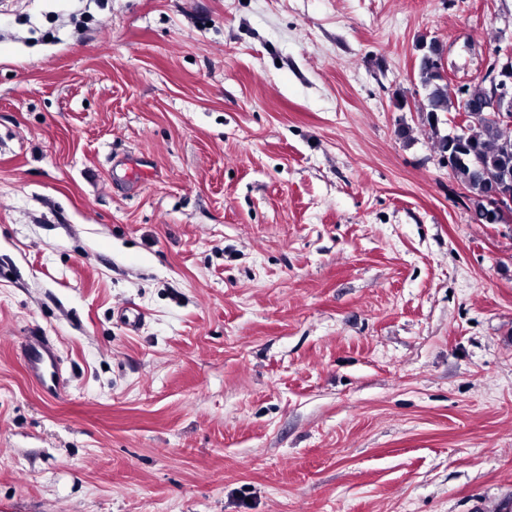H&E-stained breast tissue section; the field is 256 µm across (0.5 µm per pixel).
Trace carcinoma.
<instances>
[{
	"instance_id": "1",
	"label": "carcinoma",
	"mask_w": 512,
	"mask_h": 512,
	"mask_svg": "<svg viewBox=\"0 0 512 512\" xmlns=\"http://www.w3.org/2000/svg\"><path fill=\"white\" fill-rule=\"evenodd\" d=\"M418 77L424 91L426 112L431 127L437 135L438 149L448 151V136L439 135V125L445 115L460 114V98L448 91V79L440 66L425 57H420ZM465 159L457 164L453 178L469 193V200L477 216H482L484 197L488 190L487 175L496 170H512V124L489 118L483 112H473L465 124Z\"/></svg>"
}]
</instances>
